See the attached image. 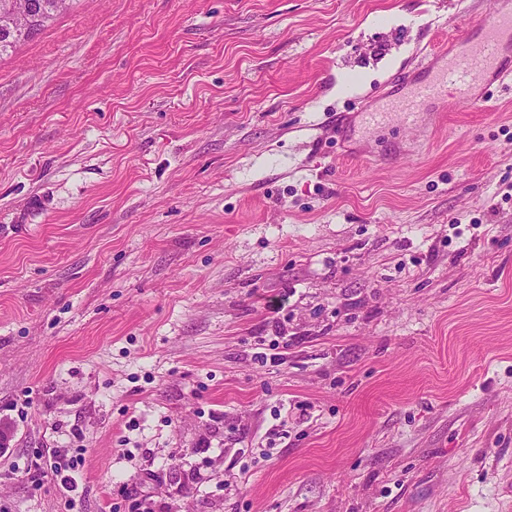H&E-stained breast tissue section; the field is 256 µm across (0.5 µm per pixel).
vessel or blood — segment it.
<instances>
[{
	"instance_id": "b4317fda",
	"label": "vessel or blood",
	"mask_w": 512,
	"mask_h": 512,
	"mask_svg": "<svg viewBox=\"0 0 512 512\" xmlns=\"http://www.w3.org/2000/svg\"><path fill=\"white\" fill-rule=\"evenodd\" d=\"M512 77V0H490L473 33L450 47L422 53L416 74L397 76L398 92L383 96L336 129L347 136L397 118L419 127L424 110L444 112L486 98L495 82Z\"/></svg>"
}]
</instances>
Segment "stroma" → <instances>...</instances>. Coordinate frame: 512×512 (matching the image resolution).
<instances>
[{
	"label": "stroma",
	"mask_w": 512,
	"mask_h": 512,
	"mask_svg": "<svg viewBox=\"0 0 512 512\" xmlns=\"http://www.w3.org/2000/svg\"><path fill=\"white\" fill-rule=\"evenodd\" d=\"M479 19L77 0L0 57V512H512V77L336 133Z\"/></svg>",
	"instance_id": "35a3bbf8"
}]
</instances>
